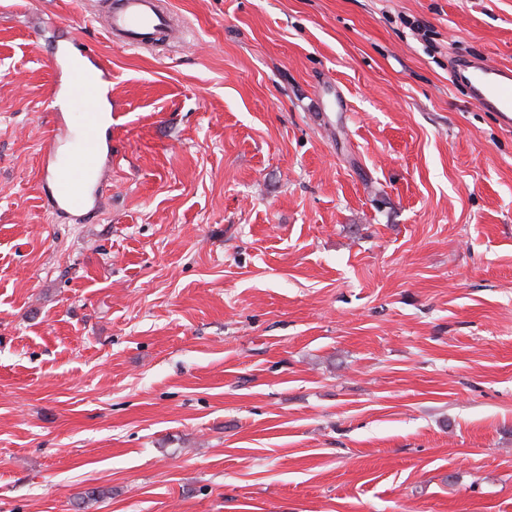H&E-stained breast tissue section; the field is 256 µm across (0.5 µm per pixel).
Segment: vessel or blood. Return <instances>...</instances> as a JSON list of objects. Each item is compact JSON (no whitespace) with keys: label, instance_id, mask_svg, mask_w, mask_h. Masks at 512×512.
<instances>
[{"label":"vessel or blood","instance_id":"1","mask_svg":"<svg viewBox=\"0 0 512 512\" xmlns=\"http://www.w3.org/2000/svg\"><path fill=\"white\" fill-rule=\"evenodd\" d=\"M169 26V16L158 0H120L106 31L118 45L137 48L152 42ZM453 73L466 85L476 105L497 113L502 125L512 128V68L470 57L455 60ZM99 95V85L78 86L71 97L73 106L82 112L78 141L65 159H57L51 150L44 155L46 165L54 169L52 200L58 210L75 217L89 210L94 187L101 182L112 157L103 146L104 134L96 112Z\"/></svg>","mask_w":512,"mask_h":512}]
</instances>
